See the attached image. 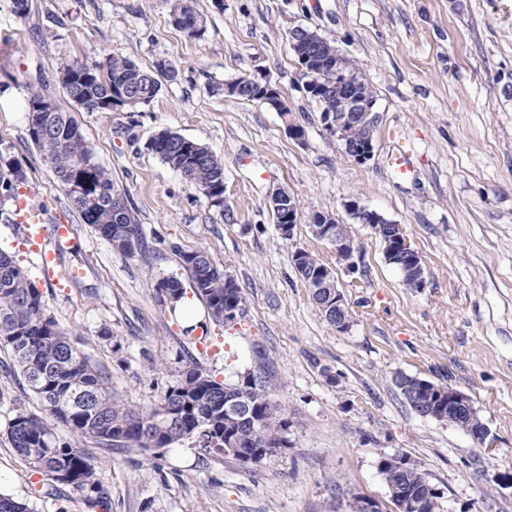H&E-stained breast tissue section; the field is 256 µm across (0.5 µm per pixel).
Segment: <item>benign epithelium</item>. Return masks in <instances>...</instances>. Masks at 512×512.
Segmentation results:
<instances>
[{
    "instance_id": "obj_1",
    "label": "benign epithelium",
    "mask_w": 512,
    "mask_h": 512,
    "mask_svg": "<svg viewBox=\"0 0 512 512\" xmlns=\"http://www.w3.org/2000/svg\"><path fill=\"white\" fill-rule=\"evenodd\" d=\"M305 86L307 91L321 95L332 90L336 91V98L340 101L341 108L324 115L327 128L336 135L341 142L343 152L355 162L364 164L368 162L374 152V144L371 130L378 123V113L375 108L361 100L357 92V83L351 78L340 73L336 74L324 65L310 63L308 56H303ZM258 85L264 90L262 101L269 108L278 110L281 95L278 88L271 80H255L249 77L244 78L241 84H226L224 91L242 95L252 91V86ZM352 126H360L367 130V137L360 140H351L347 136V129ZM269 202L280 214L281 225L279 232L288 234L293 238L297 224L299 223V203L297 199L286 190H277L270 195ZM346 209L351 217L360 224H367L375 230L381 229V225H388L385 241V251L400 257V261L418 271L416 287H425V274L422 271V262L404 236L403 229L398 224H389L377 211L370 209L356 201L346 204ZM330 222L329 216L319 214L316 223L312 224L313 234L329 245L330 249L337 253H353L356 251L354 242L327 226ZM312 287L319 289L324 299L322 306L336 317L335 327L339 331H345L350 321L345 314L346 302L343 295L338 291L337 284L333 281L330 273L323 275L315 271L310 277ZM439 398H448V409L439 408L432 411V416L453 422L459 418L471 414L473 411L469 398L463 393L452 388H436ZM224 412L228 415H235L244 418L248 414L246 404L237 395L224 394ZM424 490L420 493H407L394 487H389V494L394 504V512H429V503L436 494L435 489L430 485L428 479H422Z\"/></svg>"
}]
</instances>
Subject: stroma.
<instances>
[{
	"label": "stroma",
	"instance_id": "35a3bbf8",
	"mask_svg": "<svg viewBox=\"0 0 512 512\" xmlns=\"http://www.w3.org/2000/svg\"><path fill=\"white\" fill-rule=\"evenodd\" d=\"M174 0H29L18 17L0 0V149L26 179L20 198L71 229L58 244V279L45 277L18 224L0 216V248L15 256L79 348L112 374V396L153 405L197 359L219 380L265 367L285 408L289 446L247 468L185 440L161 457L86 438L109 494L107 512H353L358 499L393 512L378 470L406 457L438 494V512H512V0H193L205 32L171 22ZM316 30L371 84L379 121L370 161L355 163L326 128L292 50L295 27ZM121 54L176 69L152 103L75 117L99 164L138 214L146 259L128 258L74 210L28 136L31 88L61 106L74 61ZM271 79L289 116L224 93L241 77ZM305 130L292 139L286 126ZM168 129L224 160V205L210 201L147 148ZM408 154L397 176L389 158ZM301 207L280 238L268 195ZM355 200L401 225L426 285L408 288L375 230L356 223ZM346 225L357 247L337 262L311 232L314 213ZM305 249L335 273L351 311L347 331L319 313L292 256ZM203 250L246 298L240 323L184 333L156 282L184 275L180 255ZM0 357V474L5 493L32 497L26 463L5 430L14 406L37 400ZM336 377L327 383L326 374ZM417 376L465 394L488 430L414 411L396 385Z\"/></svg>",
	"mask_w": 512,
	"mask_h": 512
}]
</instances>
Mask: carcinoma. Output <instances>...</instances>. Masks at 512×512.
I'll return each instance as SVG.
<instances>
[{
  "mask_svg": "<svg viewBox=\"0 0 512 512\" xmlns=\"http://www.w3.org/2000/svg\"><path fill=\"white\" fill-rule=\"evenodd\" d=\"M192 20L180 26L190 38L204 32L202 16L179 0L172 11ZM308 44L319 50V59L338 61L343 74L353 76L360 94L376 100L374 91L348 57L336 58V46L308 31ZM170 68L160 61L152 69L141 67L128 56L112 55L102 63L73 62L60 74L69 101L86 112L125 107L136 110L149 105L161 89V78ZM137 82L139 96L127 98L121 88ZM28 133L42 160L52 169L85 223L105 239L112 250L127 257L145 256L147 249L141 224L131 206L112 218V197L120 195L107 170L96 162L73 113L64 111L43 89H31L28 97ZM150 149L192 183L216 207H224V162L205 146L163 130L149 142ZM24 178L8 154L0 150V195L15 197L17 182ZM189 273V286L174 275L155 285L160 301L176 311V303L192 291L219 326L238 324L244 317L245 298L235 280L203 251L180 254ZM293 264L304 282L309 272L323 263L306 250L293 254ZM238 309V318L225 320L224 311ZM0 351L7 353L29 389L40 403V411L15 407L6 435L14 451L31 473L39 476L40 491L53 494L66 486L83 497L87 512L108 508L96 460L79 448V440L92 438L108 448H138L160 456L159 450L192 439L211 457L224 455V435H239V447L254 453L250 420L227 422L224 391H245L252 417L263 421L264 451L254 458L258 464L288 447V418L273 397L266 378L249 371L236 373L237 381L217 380L210 371L191 359L185 363L174 385L153 406L119 405L112 398L109 372L92 361L54 317L43 293L14 256L0 249ZM422 379L401 375L396 380L408 404L421 413L433 401L421 386ZM63 426L72 440H61L55 428ZM379 469L385 483L408 493L422 487V476L412 465L397 469L382 460ZM0 512H35L29 502L0 493Z\"/></svg>",
  "mask_w": 512,
  "mask_h": 512,
  "instance_id": "cac0c4a2",
  "label": "carcinoma"
}]
</instances>
